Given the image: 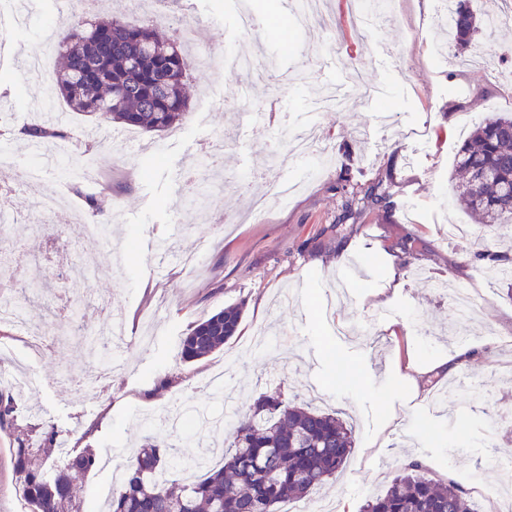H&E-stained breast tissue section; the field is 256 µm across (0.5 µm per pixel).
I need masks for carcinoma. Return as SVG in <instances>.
Segmentation results:
<instances>
[{
	"mask_svg": "<svg viewBox=\"0 0 512 512\" xmlns=\"http://www.w3.org/2000/svg\"><path fill=\"white\" fill-rule=\"evenodd\" d=\"M500 31L495 15L483 20L454 0L447 32L459 45L478 30ZM55 50L62 67L48 84L47 97L72 112L151 133H166L188 115L186 80L192 60L180 41L162 38L152 27L118 15L100 18L74 12L58 32ZM19 133L36 144L69 136L57 123L27 124ZM456 169L466 175L457 202L477 223L496 231L475 258L487 262L498 279L512 278V267L498 263L497 245L512 233V116L486 120L463 142ZM343 218L357 220L370 206L390 201L382 182L346 184ZM244 302L230 304L195 322L180 340V359H206L240 335ZM16 400L0 391V428L11 424ZM61 430L48 424L15 448L16 486L29 512H83L74 478L98 465L89 446L70 448L62 466L48 464L49 450L62 446ZM351 428L335 413L316 410L295 395L263 393L237 413L224 449V464L194 462L195 479L181 476L177 445L155 436L122 467L105 512H280L337 479L351 459ZM362 512H475L451 478L435 481L419 461L405 463L381 494L368 496Z\"/></svg>",
	"mask_w": 512,
	"mask_h": 512,
	"instance_id": "obj_1",
	"label": "carcinoma"
}]
</instances>
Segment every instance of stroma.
I'll list each match as a JSON object with an SVG mask.
<instances>
[{"label":"stroma","instance_id":"stroma-1","mask_svg":"<svg viewBox=\"0 0 512 512\" xmlns=\"http://www.w3.org/2000/svg\"><path fill=\"white\" fill-rule=\"evenodd\" d=\"M243 5L264 23L258 37L237 27ZM180 7L226 53L223 69L190 71L187 120L157 135L69 114L74 148L96 159L99 181L75 182L60 165L43 174V191L65 193L83 218L92 216L87 197L98 198L111 218V243L83 237L75 222L61 228L31 210L28 194L0 193L8 219L0 227V273L24 257L33 286L17 299L31 322L60 333L55 350L38 355L11 327L0 328V345L16 353L10 367L33 380L13 426L0 430V512H27L13 448L35 428L56 424L70 442L110 458L109 468L77 480L90 510L145 436L158 432L163 410L185 404L228 417L232 402L296 390L353 430L343 476L321 492L338 512H360L410 459L431 478L454 477L485 512L478 486L498 482L496 462L512 463V430L493 417L512 404V383L496 373L512 363V282L485 278L475 253L487 231L458 206L453 173L468 134L512 114V32L476 34L448 60L433 52L442 41L433 0H398L389 21L370 33L349 25L345 0H329L328 22L305 27L294 24L284 0H182ZM18 11L23 17L0 51V149L13 159L0 167L6 185L38 161L18 130L40 121L28 103L58 65L50 58L39 81L25 61L67 20L55 0H0V18ZM331 41L342 49L339 68L383 84L381 102L350 95L340 110H314L310 88L336 81L321 61ZM259 51L272 64L266 90L280 100L272 134L240 129L236 113L222 107L248 82L244 63ZM307 121L321 128L335 158L317 171L286 148L290 132ZM219 134L226 143L219 177L191 190L176 182L174 173L196 170L199 143ZM282 178L301 191L261 220L236 223ZM378 180L389 187V204L337 223L343 182ZM408 237L415 250L403 263L399 244ZM78 264L88 291L72 324L59 320L56 299ZM359 264L367 277H355ZM438 280L448 292L435 288ZM457 288L475 293L469 318L450 308L448 293ZM102 297L121 313L124 335L109 387L87 400L57 378L84 368L71 336L94 337ZM241 299L240 337L208 359L182 362L179 342L190 324ZM340 323L348 335L337 334ZM261 330L267 345L249 349ZM463 346L476 358L467 368L471 386L458 390L433 367Z\"/></svg>","mask_w":512,"mask_h":512}]
</instances>
